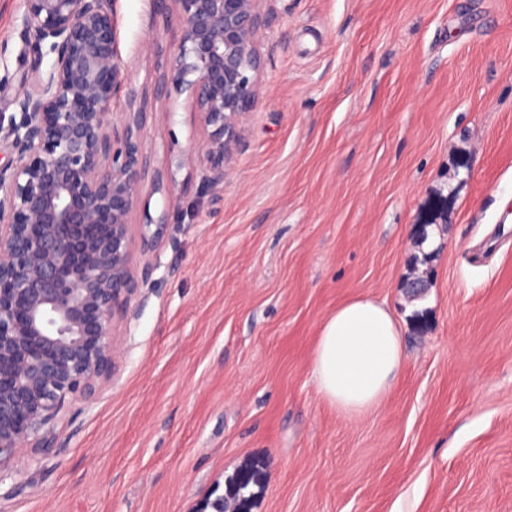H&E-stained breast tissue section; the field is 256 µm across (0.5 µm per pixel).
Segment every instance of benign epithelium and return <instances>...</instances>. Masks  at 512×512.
I'll use <instances>...</instances> for the list:
<instances>
[{
	"label": "benign epithelium",
	"mask_w": 512,
	"mask_h": 512,
	"mask_svg": "<svg viewBox=\"0 0 512 512\" xmlns=\"http://www.w3.org/2000/svg\"><path fill=\"white\" fill-rule=\"evenodd\" d=\"M114 2L20 0L34 61L17 113H0V484L24 451L57 456L65 413L112 376L114 320L128 318L153 271L148 261L141 278L132 273L130 216L142 211L146 253L178 223L168 210L151 214L148 170L153 194L184 168L200 193L220 191L258 99L262 0H151L150 23L174 14L179 35L148 71L151 93L131 91L114 115ZM181 104L203 138L148 148V113Z\"/></svg>",
	"instance_id": "benign-epithelium-1"
}]
</instances>
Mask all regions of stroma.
Segmentation results:
<instances>
[{"instance_id":"obj_1","label":"stroma","mask_w":512,"mask_h":512,"mask_svg":"<svg viewBox=\"0 0 512 512\" xmlns=\"http://www.w3.org/2000/svg\"><path fill=\"white\" fill-rule=\"evenodd\" d=\"M258 106L222 199L182 170V224L115 323L109 381L16 457L0 512H512V0H264ZM150 0H115L145 83ZM0 0V113L29 87ZM197 116L148 115L188 146ZM367 295L405 360L357 420L318 395L324 320ZM14 481V482H15Z\"/></svg>"}]
</instances>
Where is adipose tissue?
<instances>
[{"label":"adipose tissue","mask_w":512,"mask_h":512,"mask_svg":"<svg viewBox=\"0 0 512 512\" xmlns=\"http://www.w3.org/2000/svg\"><path fill=\"white\" fill-rule=\"evenodd\" d=\"M404 362L401 327L380 302L351 299L323 322L311 354L321 398L355 419L379 407Z\"/></svg>","instance_id":"obj_1"}]
</instances>
